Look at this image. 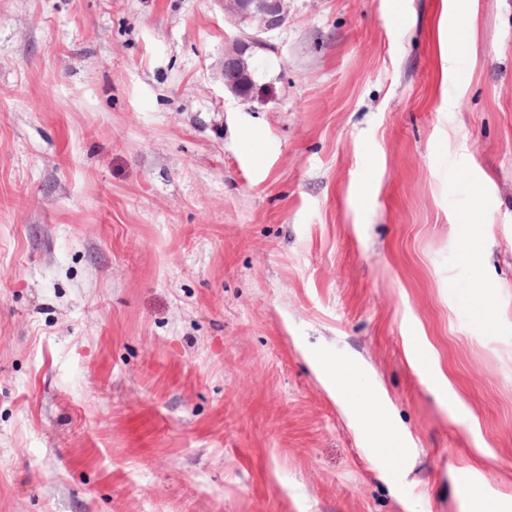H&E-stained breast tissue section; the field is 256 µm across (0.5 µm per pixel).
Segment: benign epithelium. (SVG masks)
I'll return each instance as SVG.
<instances>
[{
  "mask_svg": "<svg viewBox=\"0 0 512 512\" xmlns=\"http://www.w3.org/2000/svg\"><path fill=\"white\" fill-rule=\"evenodd\" d=\"M290 0H224V20L239 35L224 47V88L241 99L250 80L246 57L265 48L262 35L282 27L288 20Z\"/></svg>",
  "mask_w": 512,
  "mask_h": 512,
  "instance_id": "benign-epithelium-1",
  "label": "benign epithelium"
}]
</instances>
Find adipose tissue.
<instances>
[{"label": "adipose tissue", "instance_id": "adipose-tissue-1", "mask_svg": "<svg viewBox=\"0 0 512 512\" xmlns=\"http://www.w3.org/2000/svg\"><path fill=\"white\" fill-rule=\"evenodd\" d=\"M317 373L351 426L365 437L372 456L387 462L402 459L403 448L391 443L388 399L373 375L358 362L334 365L323 357Z\"/></svg>", "mask_w": 512, "mask_h": 512}]
</instances>
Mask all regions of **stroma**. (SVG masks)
Masks as SVG:
<instances>
[{
  "instance_id": "stroma-1",
  "label": "stroma",
  "mask_w": 512,
  "mask_h": 512,
  "mask_svg": "<svg viewBox=\"0 0 512 512\" xmlns=\"http://www.w3.org/2000/svg\"><path fill=\"white\" fill-rule=\"evenodd\" d=\"M454 23L292 0L244 101L223 0H0V512L512 494V0ZM320 355L373 374L412 463ZM317 373L351 426L365 437L372 456L386 462L402 459L404 448L391 446L394 427L388 399L373 375L356 361L332 365L321 356Z\"/></svg>"
}]
</instances>
